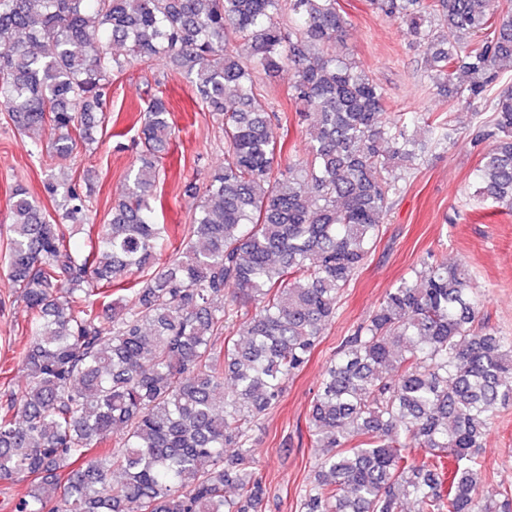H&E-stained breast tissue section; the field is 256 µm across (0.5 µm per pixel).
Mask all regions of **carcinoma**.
<instances>
[{
	"instance_id": "obj_1",
	"label": "carcinoma",
	"mask_w": 512,
	"mask_h": 512,
	"mask_svg": "<svg viewBox=\"0 0 512 512\" xmlns=\"http://www.w3.org/2000/svg\"><path fill=\"white\" fill-rule=\"evenodd\" d=\"M285 1L293 26L278 21ZM371 4L420 36L428 78L469 108L512 62L511 3ZM347 25L337 0H0V105L18 131L49 133L50 160L93 141L112 74L132 60L182 69L224 127V165L163 261L162 95L140 109L139 165L88 251L70 239L92 221L95 171L48 174L52 220L12 187L9 280L31 333L27 388L0 387V480L31 485L14 512H262L254 427L310 360L428 146L402 117L381 121L384 89L332 51ZM285 68L314 129L308 157L286 165L274 128L288 113L260 80ZM491 106L476 178L511 211L512 90ZM478 307L459 266L426 263L342 339L311 400L321 455L301 512H405L410 499L512 512L509 493L481 495L477 459L512 405V340Z\"/></svg>"
}]
</instances>
